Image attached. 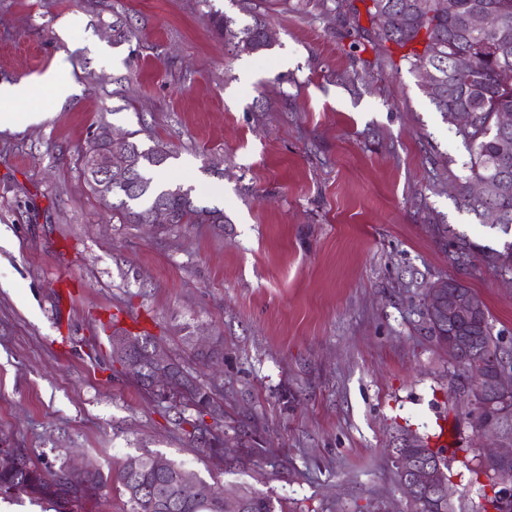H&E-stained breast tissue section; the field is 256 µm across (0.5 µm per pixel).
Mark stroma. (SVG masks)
Masks as SVG:
<instances>
[{
  "label": "stroma",
  "mask_w": 512,
  "mask_h": 512,
  "mask_svg": "<svg viewBox=\"0 0 512 512\" xmlns=\"http://www.w3.org/2000/svg\"><path fill=\"white\" fill-rule=\"evenodd\" d=\"M360 4L253 0L276 41L251 56L213 30L232 0H0V84H31L13 107L42 115L0 131V435L35 462L151 454L227 484L223 458L112 364L127 330L160 337L287 459L257 484L285 512H401L387 449L442 427L454 488L477 501L462 462L489 440L417 309L459 279L512 345V273L446 245L505 238L457 206L469 150ZM64 63L79 90L59 104L35 80ZM100 126L167 145L163 178L223 208V229L118 223L82 174Z\"/></svg>",
  "instance_id": "1"
}]
</instances>
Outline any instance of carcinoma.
I'll return each instance as SVG.
<instances>
[{"mask_svg":"<svg viewBox=\"0 0 512 512\" xmlns=\"http://www.w3.org/2000/svg\"><path fill=\"white\" fill-rule=\"evenodd\" d=\"M368 15L376 23V37L407 50L403 59L409 72L418 78L432 71L435 79L431 90L425 92L430 104L444 120L454 110L471 113L470 124L456 129V133L469 145V175L456 183L455 201L459 208L475 215L485 223V215L492 211L499 223L489 225L503 234H512V188L509 192L494 194L478 201L471 195L475 181L498 179L512 185V131L504 134L497 128L501 112L512 113V26L505 33L491 34L478 31L470 24L476 7L502 14L512 19V0H363ZM240 10L250 17L241 22L237 18L217 10L211 12L214 31L224 38V45L237 54H259L270 49L273 42L268 34L267 20L251 9ZM466 56L471 67L465 72L454 68L457 57ZM107 147L103 140H90L82 155L84 177L94 181V169L90 158L94 152ZM124 152L130 162V175L137 182L134 190H127L124 181L114 179L112 184L92 188L93 193L121 224H146L156 208L167 211L169 221L159 226L165 233L184 224H210L224 228V210L218 207L200 206L192 196V189L173 182L161 184L154 173L164 167L171 152L163 145L142 149L133 141L126 140L115 146ZM456 260L466 262L471 254L493 251L464 236L453 242ZM443 299L455 293L474 301L477 312L460 321L461 330L471 337L473 349L451 356L457 369L454 377L461 379L492 378L496 374L499 359H509L512 354L500 337L493 334L490 313L483 299L464 282L450 279L440 289ZM419 317L426 337L437 348H442L443 332H438L427 317L426 303L420 304ZM148 373L133 377L144 392L164 400H170L185 410L194 411V418L179 417V423L191 426L188 435L200 445L203 454L224 457V474L244 476L263 466L271 468V475L288 473L287 462L272 457L261 444L260 437L248 431L237 420L224 417V431L212 432L206 421L205 401L216 399L215 391L200 383L194 389L200 392L196 403L190 397L175 390L168 394L154 391L146 381ZM512 417V403L491 407L471 405L465 417L477 429L495 427L507 417ZM16 455L15 468L0 469V499L13 500L27 497L43 503L51 512H80L82 505L110 487H117L128 497L130 512H224V490L215 487L182 464L167 461V468L157 470L150 466L151 456L129 457L119 468L103 471L94 462L88 463L86 481L80 488L65 484L60 477L63 468L51 469L35 463L24 448H8V440L0 438V452ZM444 449L432 448L429 441L417 437L406 448L409 457L428 460L442 457ZM474 459L477 468L468 471L484 475L489 488H481V501L471 506L462 503L448 508V501L438 503L426 491L418 495L414 512H491L499 509L497 494L500 476L496 469L487 468L481 461L478 449ZM493 494H488V491ZM243 512H277L275 501L262 490L244 483L236 487Z\"/></svg>","mask_w":512,"mask_h":512,"instance_id":"carcinoma-1","label":"carcinoma"}]
</instances>
